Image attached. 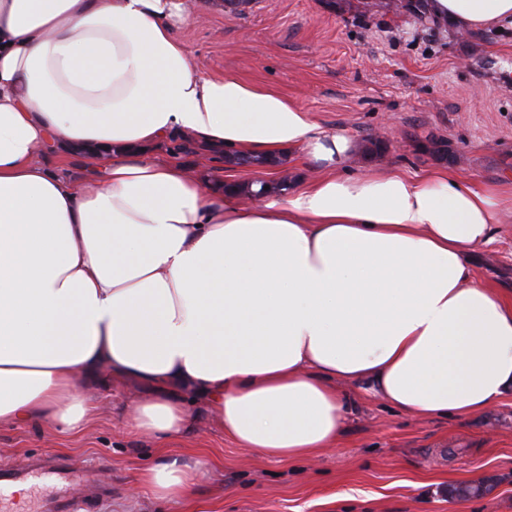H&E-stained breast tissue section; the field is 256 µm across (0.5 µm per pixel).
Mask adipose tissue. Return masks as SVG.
<instances>
[{"label":"adipose tissue","mask_w":512,"mask_h":512,"mask_svg":"<svg viewBox=\"0 0 512 512\" xmlns=\"http://www.w3.org/2000/svg\"><path fill=\"white\" fill-rule=\"evenodd\" d=\"M433 8L464 28L512 20V0ZM198 20L189 0H0V429L79 432L117 377L155 391L128 417L137 433L187 431L191 391L240 446L292 460L338 440L340 380L423 418L497 403L512 293L480 282L472 256L512 200L437 171L344 175L348 134L200 75L174 35ZM176 129L294 151L319 175L248 203L152 154ZM196 480L175 461L140 475L175 500Z\"/></svg>","instance_id":"obj_1"}]
</instances>
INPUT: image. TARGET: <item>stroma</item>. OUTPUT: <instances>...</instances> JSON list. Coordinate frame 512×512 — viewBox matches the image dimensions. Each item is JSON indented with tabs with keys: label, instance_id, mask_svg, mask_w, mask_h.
<instances>
[{
	"label": "stroma",
	"instance_id": "obj_1",
	"mask_svg": "<svg viewBox=\"0 0 512 512\" xmlns=\"http://www.w3.org/2000/svg\"><path fill=\"white\" fill-rule=\"evenodd\" d=\"M390 0H193L203 22L176 35L206 78L233 77L310 112L319 128L358 146L377 137L384 164L409 176L443 169L478 184L512 182V22L474 31ZM448 152H424L429 138ZM204 186L267 179L174 134L166 147ZM477 277L512 289V223L473 258ZM349 399L335 446L275 460L224 436L202 400L190 430L164 442L133 433L129 412L149 386L101 387L97 421L78 435L31 424L0 430V465L35 458L94 465L112 487L95 512H512V390L464 420L420 419L345 383ZM198 467L189 500L161 499L138 482L148 465ZM484 484L457 497L460 485Z\"/></svg>",
	"mask_w": 512,
	"mask_h": 512
}]
</instances>
